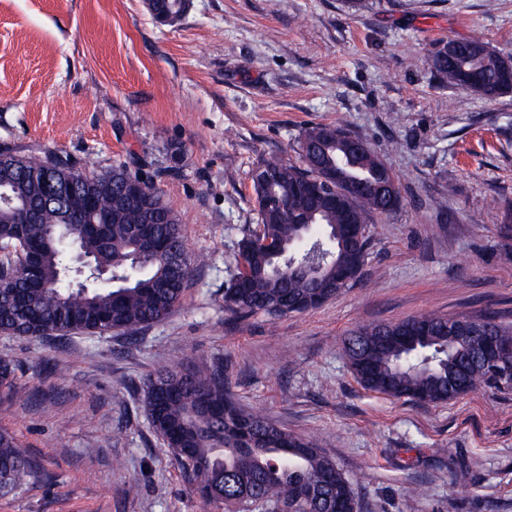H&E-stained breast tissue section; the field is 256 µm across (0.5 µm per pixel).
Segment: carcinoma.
I'll return each mask as SVG.
<instances>
[{"mask_svg": "<svg viewBox=\"0 0 512 512\" xmlns=\"http://www.w3.org/2000/svg\"><path fill=\"white\" fill-rule=\"evenodd\" d=\"M158 9L177 22L185 0H160ZM504 58L479 36L461 40L453 54L442 45L429 59L439 83L494 101L512 91L502 72ZM477 71L481 86H464L463 76ZM348 133L341 126L308 127L299 141L301 164L273 157L258 163L251 180L258 230L238 244L245 269L224 288V310L234 318L258 313L277 318L320 308L335 292V269H354L369 252L366 216L384 214L401 204L398 177L372 151L348 155ZM167 170L138 176L137 198L124 201L122 189L134 176L126 165L87 175L67 157L0 152V182L14 184L17 203L28 216L0 207V276L32 266L30 281L0 288V333L40 338L75 332L136 333L160 321L178 306L192 259L175 211L164 201L158 178ZM332 180L341 196L358 183L368 187L391 180L396 202L375 190L356 194L343 205L312 199L306 182ZM71 186L64 205L47 206V182ZM321 229L301 253L273 258L254 237L281 249L294 246L300 226ZM78 239L81 252L95 265L112 267L118 282L85 292L63 282L67 258L61 242ZM321 267L317 278L295 272L275 273L276 263ZM490 338L512 342V323L493 312L482 316ZM456 316L424 314L395 323L360 327L344 341L350 368L367 390L416 402L440 403L484 388L511 390L512 377L485 366L480 355L487 341L473 336L455 341L449 325ZM16 367L0 360V387L14 388ZM145 410L154 432L185 474L203 506L220 503L225 512L249 505L251 512H276L288 503L293 512H360L352 486L336 462L310 440L282 429L264 441L266 420L237 404L224 367L160 366L145 382ZM39 465L0 430V495L23 490Z\"/></svg>", "mask_w": 512, "mask_h": 512, "instance_id": "cac0c4a2", "label": "carcinoma"}]
</instances>
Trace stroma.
Listing matches in <instances>:
<instances>
[{
    "mask_svg": "<svg viewBox=\"0 0 512 512\" xmlns=\"http://www.w3.org/2000/svg\"><path fill=\"white\" fill-rule=\"evenodd\" d=\"M476 33L512 59V0H189L173 25L146 0H0V151L90 174L164 163L205 258L137 335L0 334L17 367L0 429L40 464L0 512H224L202 509L144 410L158 365L217 360L244 410L336 461L361 512H512V391L397 400L365 390L343 349L353 329L424 313L512 323V93L442 87L426 64ZM314 124L364 140L401 205L369 218L363 278L319 309L229 317L227 269L257 226L249 173L298 162Z\"/></svg>",
    "mask_w": 512,
    "mask_h": 512,
    "instance_id": "obj_1",
    "label": "stroma"
}]
</instances>
